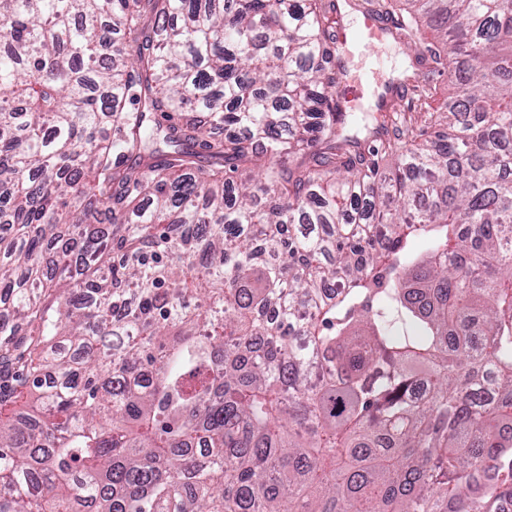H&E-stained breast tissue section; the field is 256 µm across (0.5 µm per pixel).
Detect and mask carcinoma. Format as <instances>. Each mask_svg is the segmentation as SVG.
Masks as SVG:
<instances>
[{
	"label": "carcinoma",
	"instance_id": "obj_1",
	"mask_svg": "<svg viewBox=\"0 0 512 512\" xmlns=\"http://www.w3.org/2000/svg\"><path fill=\"white\" fill-rule=\"evenodd\" d=\"M404 3L431 135L335 0H0V512L512 499V0ZM340 54L342 58V62L344 65L343 75L340 76V84L339 86L344 85L346 81H349L351 87L344 92V98L347 102L352 103L360 98V95L363 93L360 87H356L353 90L354 85L358 81H364L366 77H375V81L377 84V88L388 87V86H397V90L399 95L401 96V89L399 88V83H403L405 79L398 80L392 77L394 69L392 62L396 59L398 61L403 60V67L405 70L408 68V63L411 68V73L415 68H412V59L413 52L402 43L394 42L392 39L388 38V45L383 49L381 55L384 59L387 60L386 64L378 69L376 60L374 56H368L361 51H356L352 58L349 60L340 49ZM337 87V88H338ZM446 76L434 77L433 86H435V90H433V95L430 98L425 100L426 104H423L422 110H418L417 112H405L406 119L408 121L411 120L412 124L417 127L424 126V120L429 115L428 112H434L438 110V112H446L444 108V103L447 100L448 90L446 86Z\"/></svg>",
	"mask_w": 512,
	"mask_h": 512
}]
</instances>
